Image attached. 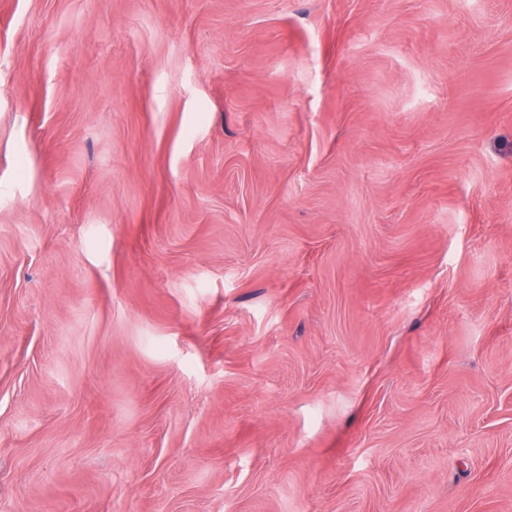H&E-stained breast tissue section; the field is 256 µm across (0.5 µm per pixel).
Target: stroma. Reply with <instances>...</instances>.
<instances>
[{
	"instance_id": "1",
	"label": "stroma",
	"mask_w": 512,
	"mask_h": 512,
	"mask_svg": "<svg viewBox=\"0 0 512 512\" xmlns=\"http://www.w3.org/2000/svg\"><path fill=\"white\" fill-rule=\"evenodd\" d=\"M0 512H512V0H0Z\"/></svg>"
}]
</instances>
